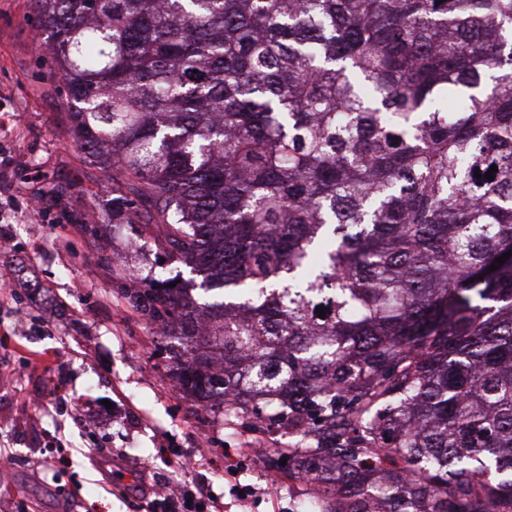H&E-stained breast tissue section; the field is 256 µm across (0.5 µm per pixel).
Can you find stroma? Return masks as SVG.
<instances>
[{"label": "stroma", "instance_id": "35a3bbf8", "mask_svg": "<svg viewBox=\"0 0 512 512\" xmlns=\"http://www.w3.org/2000/svg\"><path fill=\"white\" fill-rule=\"evenodd\" d=\"M47 39L35 0H0V202L18 206L1 217L0 512H145L136 481L203 489L211 512H298L311 483L281 469L269 489L258 463L287 447V426L249 431L173 394L170 339L124 298L160 262L113 223L112 173L73 143Z\"/></svg>", "mask_w": 512, "mask_h": 512}]
</instances>
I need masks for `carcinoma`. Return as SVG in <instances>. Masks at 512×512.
Listing matches in <instances>:
<instances>
[{
    "instance_id": "cac0c4a2",
    "label": "carcinoma",
    "mask_w": 512,
    "mask_h": 512,
    "mask_svg": "<svg viewBox=\"0 0 512 512\" xmlns=\"http://www.w3.org/2000/svg\"><path fill=\"white\" fill-rule=\"evenodd\" d=\"M37 3L178 383L319 512H512V0Z\"/></svg>"
}]
</instances>
